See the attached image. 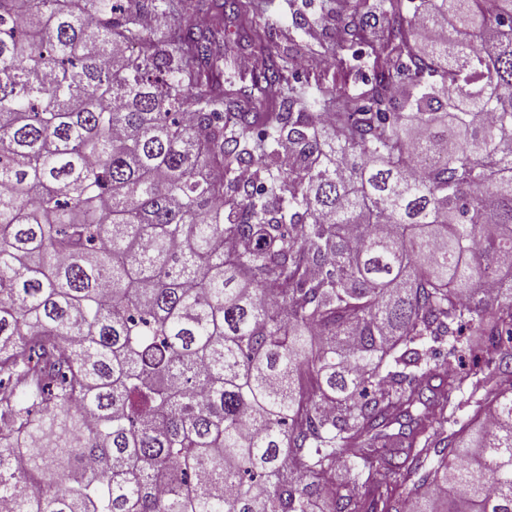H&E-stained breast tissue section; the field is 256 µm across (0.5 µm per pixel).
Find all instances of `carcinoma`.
Masks as SVG:
<instances>
[{"mask_svg": "<svg viewBox=\"0 0 512 512\" xmlns=\"http://www.w3.org/2000/svg\"><path fill=\"white\" fill-rule=\"evenodd\" d=\"M364 2L290 54L258 0H0L5 512H512V0ZM374 43L365 100L288 80ZM231 54L234 56L231 60H228L227 63H224V87L228 88L229 86L233 88L247 87L251 88L252 82L254 80V76L260 72L253 70H242L239 67V59L242 56L249 55V52H252L250 48L245 46V43H242L241 46H238L232 49Z\"/></svg>", "mask_w": 512, "mask_h": 512, "instance_id": "obj_1", "label": "carcinoma"}]
</instances>
